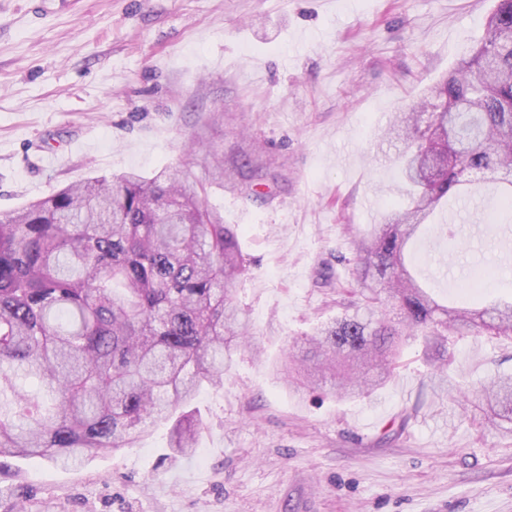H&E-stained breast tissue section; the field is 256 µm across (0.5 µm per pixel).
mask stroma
Here are the masks:
<instances>
[{"label":"stroma","mask_w":512,"mask_h":512,"mask_svg":"<svg viewBox=\"0 0 512 512\" xmlns=\"http://www.w3.org/2000/svg\"><path fill=\"white\" fill-rule=\"evenodd\" d=\"M495 0H0V216L95 176L182 166L225 223L248 270L247 314L221 388L196 400L197 450L171 427L85 468L17 461L0 512H512V432L479 389L512 375V342L457 338L438 388L422 340L367 398L294 392L275 373L356 288L354 236L398 200L392 113L483 37ZM222 159L224 176L212 175ZM461 241L418 239L436 293L468 270L512 294V223L456 217Z\"/></svg>","instance_id":"obj_1"}]
</instances>
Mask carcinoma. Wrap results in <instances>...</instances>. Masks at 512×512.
Here are the masks:
<instances>
[{
  "label": "carcinoma",
  "mask_w": 512,
  "mask_h": 512,
  "mask_svg": "<svg viewBox=\"0 0 512 512\" xmlns=\"http://www.w3.org/2000/svg\"><path fill=\"white\" fill-rule=\"evenodd\" d=\"M385 135L402 141L401 195L386 223L353 240L358 298L316 328L279 371L295 391L309 376L339 397L369 396L393 374L408 338L448 352L450 336L512 341V301L449 308L405 263L407 244L468 171L512 175V0H496L468 56ZM494 215H512V178ZM247 270L237 233L188 171L92 177L0 218V469L4 458L82 464L132 448L170 422L188 455L202 426L194 402L224 386L229 336L250 333L231 285ZM397 308L401 322L380 308ZM432 377L462 397L469 389ZM493 416L512 425V377L482 385Z\"/></svg>",
  "instance_id": "obj_1"
}]
</instances>
